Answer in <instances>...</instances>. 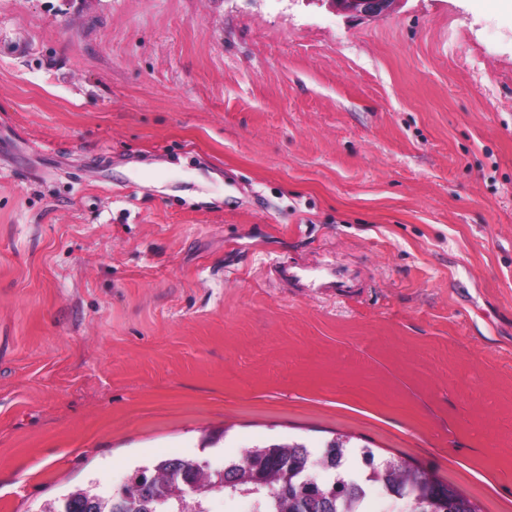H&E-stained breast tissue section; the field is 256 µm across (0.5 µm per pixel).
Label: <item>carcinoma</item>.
I'll return each mask as SVG.
<instances>
[{"label": "carcinoma", "mask_w": 512, "mask_h": 512, "mask_svg": "<svg viewBox=\"0 0 512 512\" xmlns=\"http://www.w3.org/2000/svg\"><path fill=\"white\" fill-rule=\"evenodd\" d=\"M198 465L193 459L164 458L137 467L141 487H127L123 499L96 485L68 494L64 503L67 512H204L208 502L180 495L181 482L160 484L175 473L192 477ZM224 466L222 494L247 493L255 512H297L294 498L277 495L285 472L295 498L303 501L302 512H369L365 488L374 485L390 496L408 491L405 512H481L476 502L428 471L401 460L377 463L370 448L350 447L340 438L317 457L303 443H270L247 448Z\"/></svg>", "instance_id": "1"}]
</instances>
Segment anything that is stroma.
Segmentation results:
<instances>
[{"label":"stroma","mask_w":512,"mask_h":512,"mask_svg":"<svg viewBox=\"0 0 512 512\" xmlns=\"http://www.w3.org/2000/svg\"><path fill=\"white\" fill-rule=\"evenodd\" d=\"M342 435L512 512V13L0 0V512ZM273 272L280 279L302 282L313 288H344L336 281L335 272L328 268H313L303 263L280 262L274 265Z\"/></svg>","instance_id":"obj_1"}]
</instances>
